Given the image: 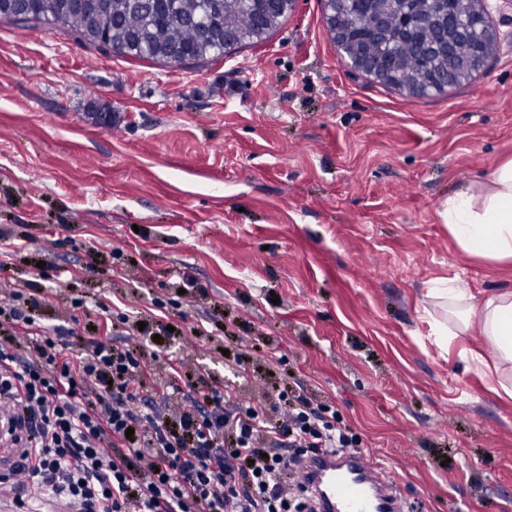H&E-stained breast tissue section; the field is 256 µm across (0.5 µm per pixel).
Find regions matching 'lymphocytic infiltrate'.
<instances>
[{"instance_id": "1", "label": "lymphocytic infiltrate", "mask_w": 512, "mask_h": 512, "mask_svg": "<svg viewBox=\"0 0 512 512\" xmlns=\"http://www.w3.org/2000/svg\"><path fill=\"white\" fill-rule=\"evenodd\" d=\"M37 305L21 289L0 299V412L24 446L8 478L25 512L51 497L76 512H315L313 495L288 491L285 475L306 457L361 445L329 407L292 389L278 394L276 430L231 387L169 421L143 393L137 349L100 340L70 353L38 324Z\"/></svg>"}]
</instances>
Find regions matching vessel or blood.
Instances as JSON below:
<instances>
[{
	"instance_id": "obj_1",
	"label": "vessel or blood",
	"mask_w": 512,
	"mask_h": 512,
	"mask_svg": "<svg viewBox=\"0 0 512 512\" xmlns=\"http://www.w3.org/2000/svg\"><path fill=\"white\" fill-rule=\"evenodd\" d=\"M302 480L318 512H406L397 487L366 453L319 454L309 458Z\"/></svg>"
}]
</instances>
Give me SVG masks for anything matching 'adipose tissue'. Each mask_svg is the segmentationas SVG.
Listing matches in <instances>:
<instances>
[{"label":"adipose tissue","instance_id":"adipose-tissue-1","mask_svg":"<svg viewBox=\"0 0 512 512\" xmlns=\"http://www.w3.org/2000/svg\"><path fill=\"white\" fill-rule=\"evenodd\" d=\"M437 215L461 252L487 261H512V159L498 165L487 180L450 191ZM427 295L448 312L447 320L433 327L439 343L474 329L489 341L492 356L472 353V364L492 361L499 374L512 366V292L480 299L458 281L440 278L430 283Z\"/></svg>","mask_w":512,"mask_h":512}]
</instances>
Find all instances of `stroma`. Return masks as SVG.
Instances as JSON below:
<instances>
[{
	"label": "stroma",
	"mask_w": 512,
	"mask_h": 512,
	"mask_svg": "<svg viewBox=\"0 0 512 512\" xmlns=\"http://www.w3.org/2000/svg\"><path fill=\"white\" fill-rule=\"evenodd\" d=\"M325 4L182 68L1 23L0 290L35 294L72 352L140 343L162 413L172 361L195 398L300 388L410 512H512V398L467 367L484 337L435 342L426 296L512 291V262L460 252L436 214L512 158V0H481L485 67L423 96L347 67Z\"/></svg>",
	"instance_id": "obj_1"
}]
</instances>
